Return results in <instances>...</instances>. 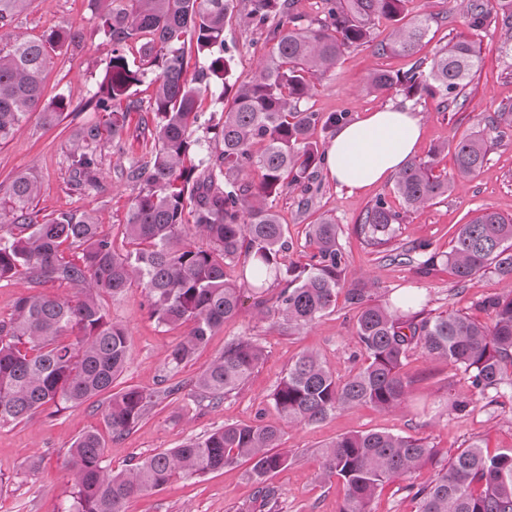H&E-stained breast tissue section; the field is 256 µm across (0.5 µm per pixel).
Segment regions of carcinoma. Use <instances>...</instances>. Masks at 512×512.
I'll list each match as a JSON object with an SVG mask.
<instances>
[{"instance_id":"obj_1","label":"carcinoma","mask_w":512,"mask_h":512,"mask_svg":"<svg viewBox=\"0 0 512 512\" xmlns=\"http://www.w3.org/2000/svg\"><path fill=\"white\" fill-rule=\"evenodd\" d=\"M106 6L100 29L112 49L99 89L89 100L96 112L109 113L106 127L82 124L68 159L71 181L99 187L102 144L122 149L126 112L140 108L133 87L144 71L130 67L126 50L139 46L142 60L158 66L150 120L145 122L151 149L120 169L138 186L124 224L119 248L98 230L90 210L62 213L44 223L26 213L40 185L27 173L17 175L0 202V280L26 278L33 285L60 282L79 289L74 297L40 292L20 294L11 316L0 319V425L20 423L46 405L66 410L109 394L103 413L112 436L129 433L141 422L152 394L128 387L112 392L129 361L126 329L112 321L102 295L117 297L133 283L144 288L151 317L158 324L188 332L172 347L169 364L177 369L193 359L215 330L235 319L246 295L258 312L303 329L333 311L340 294L356 309V336L364 364L344 380L336 379L319 354L303 352L272 394L275 409L290 423H316L339 408L370 405L381 411L399 407L408 394L402 373L409 352L429 356L471 373L480 392L498 391L512 367V218L489 208L475 211L451 239L446 263L457 282L492 273L511 290L484 299L480 307L491 323L467 314L431 316L417 309L413 296L397 303L375 300L367 288L345 287L346 257L339 227L330 216L309 225L315 262L285 264L289 251L283 224L271 197L285 186L311 189L324 153L311 141L318 126L332 127L340 115L323 116L299 104L313 95L316 82L332 72L342 50L368 42L376 18L394 22L387 47L412 54L427 36L432 17L404 21L407 0H326L325 17L307 24L291 0H251L248 23L269 25L271 44L261 68L247 80L234 75L224 39V24L237 0H132L129 11ZM30 0H0V28L8 27ZM472 29L493 22L512 39V0H467ZM70 29H53L41 38L9 35L0 48V141L13 136L37 110L51 124L66 107L60 97L42 105L43 75L50 50L74 41ZM203 60L187 77L185 54ZM479 55L465 40L451 39L428 70L402 74L375 72L368 89L400 87L409 97H458L479 66ZM211 95L221 112L211 113L206 135L193 137L203 96ZM494 141L478 132L454 148L457 178L476 176ZM453 185L434 175L432 162L410 161L397 174L394 193L406 209H419L451 192ZM400 213L383 197L375 200L357 226L373 247L396 236ZM193 229L207 247L185 242ZM78 250L67 260L63 247ZM283 284L267 306V284ZM266 358L248 336L224 347L197 377L195 386L213 399L238 389ZM281 431L269 424H226L202 438L146 457L114 472L106 464L104 439L84 431L68 451L72 501L66 512H125L133 496L159 490L177 476L201 477L236 463L251 462L265 504L277 502L266 478L290 463ZM322 477L342 482L340 512H370V503L388 483L431 465L435 479L413 485L419 512H512V454L490 455L474 443L446 459L422 439L382 431L351 433L324 446Z\"/></svg>"}]
</instances>
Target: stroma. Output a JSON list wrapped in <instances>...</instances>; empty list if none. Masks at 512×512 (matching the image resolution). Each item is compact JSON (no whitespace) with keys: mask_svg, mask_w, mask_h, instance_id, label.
<instances>
[{"mask_svg":"<svg viewBox=\"0 0 512 512\" xmlns=\"http://www.w3.org/2000/svg\"><path fill=\"white\" fill-rule=\"evenodd\" d=\"M251 8L239 0L224 37L233 54L234 73L252 76L263 60L266 29L243 24L241 15ZM432 15L429 33L412 56L388 50L392 29L386 19L372 24L369 44L346 48L335 70L322 78L305 108L322 114L347 113L349 118L394 106L419 118L422 141L414 158L432 161L435 175L455 180L453 153L456 143L477 131L493 138L495 145L478 175L457 182L451 195L431 201L418 211H404L394 192L393 180H385L361 193L348 194L337 188L327 167H320L316 188L310 194L283 188L273 204L288 228L287 258L299 265L310 262L314 252L307 226L319 216L332 215L339 226V241L349 256L347 282L372 288L374 296L387 299L408 292L422 295L428 313L464 312L486 322L489 314L480 307L490 295L503 292L504 285L490 273L477 274L458 284L445 262L430 272L416 263L391 260L365 244L357 233L366 210L378 197H385L403 214L394 248L404 251L422 243L431 251L446 254L456 225L466 223L474 211L491 208L512 216V41L500 28H468L457 0H408L406 17ZM66 26L76 31L75 42L55 48L54 65L44 79V104L64 97L70 104L53 125L40 113L28 115L13 138L0 143V195L15 176L29 173L41 183L29 216L44 222L64 212L93 211L104 235L121 239L122 226L138 189L119 175L121 167L143 156L151 140L143 135V107L149 106L158 67L149 66L138 84V111L126 118L122 152L103 150L100 159V191H80L69 183L68 152L71 135L84 122L106 123L107 113L84 109L83 104L98 88L109 51L99 29L95 0H31L28 9L11 29L31 37ZM465 36L480 52L481 63L465 88L464 107L442 103L427 94L407 96L401 89L373 93L367 88L375 70L404 72L430 61L449 39ZM111 319L128 333L130 360L117 381L118 388L135 387L156 395L139 425L120 437H106V460L121 471L138 460L179 447L188 437L202 436L223 424L281 425L272 394L294 358L303 350L319 353L336 378L347 377L364 361L355 333V311L338 302L312 326L296 330L278 318L257 316L253 302H246L239 316L210 337L194 359L179 369L167 363L169 351L182 333L158 325L149 313L145 291L132 286L121 296L104 297ZM240 336L260 342L265 362L237 390L212 404L195 387L197 375ZM409 396L397 409L381 412L362 406L331 413L324 421L287 427L284 446L292 455L287 469L270 483L278 491L275 512H339L344 489L337 480H322L320 448L355 431H387L422 439L451 456L477 443L488 453L512 452V386L502 385L496 397L480 394L468 373L447 361L414 349L403 368ZM467 401L465 411L452 410L453 401ZM105 397L61 412L47 406L28 420L0 426V512H63L72 492L66 467V451L76 437L90 428H102ZM434 468L414 473L410 483L386 485L371 504L372 512H418V502L409 484L425 485L435 477ZM127 512H267L258 496L249 465L240 462L201 477L173 481L160 490L131 499Z\"/></svg>","mask_w":512,"mask_h":512,"instance_id":"obj_1","label":"stroma"}]
</instances>
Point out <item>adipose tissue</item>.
Listing matches in <instances>:
<instances>
[{
	"label": "adipose tissue",
	"instance_id": "ef3b65f1",
	"mask_svg": "<svg viewBox=\"0 0 512 512\" xmlns=\"http://www.w3.org/2000/svg\"><path fill=\"white\" fill-rule=\"evenodd\" d=\"M421 124L409 111L386 107L344 125L327 150L339 189L361 192L398 173L416 152Z\"/></svg>",
	"mask_w": 512,
	"mask_h": 512
}]
</instances>
